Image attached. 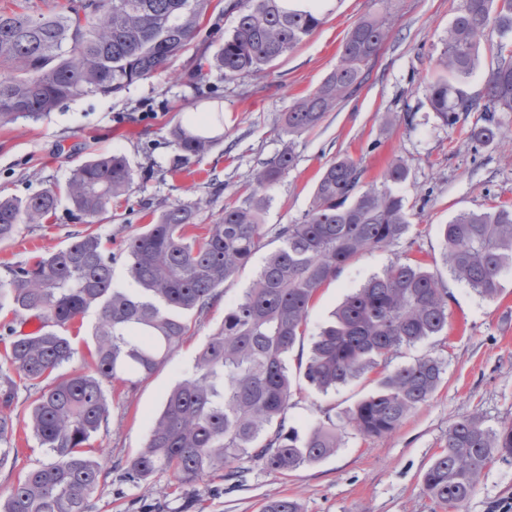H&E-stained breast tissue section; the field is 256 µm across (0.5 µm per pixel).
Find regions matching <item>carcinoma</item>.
<instances>
[{
    "mask_svg": "<svg viewBox=\"0 0 512 512\" xmlns=\"http://www.w3.org/2000/svg\"><path fill=\"white\" fill-rule=\"evenodd\" d=\"M212 0H67L48 15L0 14V124L19 118L37 121L66 101L86 95L116 97L134 83L165 71L190 48ZM290 0H228L235 15L224 43L208 61L226 80L260 72L323 24L319 3ZM393 21L381 13L357 21L342 44L339 61L322 85L299 100L282 130L297 136L318 126L325 114L366 81ZM512 32V0H462L440 38L437 74L427 103L446 125L460 114L480 113L470 138L481 145L505 137L495 121L512 112V49L498 46V63L481 99L460 88L477 69L481 42L490 28ZM173 143L184 161L208 152L215 139L206 126L178 125ZM294 165L284 152L250 174L252 190L238 205L191 234L194 208L167 206L153 224L124 241L132 288L113 283L112 252L93 231L66 247L0 279V308L13 322L0 343V468L15 425L23 423L49 455L18 477L0 512H88L108 460L92 454L108 427L105 384L135 385L152 375L191 332L186 315L202 313L220 288L264 246L265 197ZM409 169L401 161L385 170L380 185L362 184V170L349 157L329 163L320 174L310 209L295 224L275 233L278 246L249 288L224 309V322L196 354L191 373L170 389L143 448L124 472L139 483L162 470L179 485L227 471L241 478L247 460L287 474L319 462L339 447L336 424L318 422L303 433L286 424L290 400L302 383L328 392L378 366L386 369L378 389L345 413L346 424L363 437L393 432L441 382L444 362L425 356L392 371L404 346L439 335L448 327V290L421 262L406 259L369 277L346 295L313 342L302 372L290 371L287 357L306 333L317 290L354 257L393 245L410 229V213L398 186ZM134 171L118 153L98 154L73 170L65 184L26 199H0V243L23 224H41L64 194L88 224L108 213L112 198L129 189ZM444 260L458 280L486 299L495 298L504 270L512 269V205L497 203L461 212L441 225ZM98 309L92 326L90 363L60 372L77 354L69 327ZM35 318L37 330L16 335L14 324ZM34 390L28 409L16 413L17 383ZM512 458V419L493 428L479 413L454 421L445 448L423 476V492L437 506L459 510L474 493L485 468ZM261 512H301L281 497Z\"/></svg>",
    "mask_w": 512,
    "mask_h": 512,
    "instance_id": "1",
    "label": "carcinoma"
}]
</instances>
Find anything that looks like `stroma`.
<instances>
[{"mask_svg": "<svg viewBox=\"0 0 512 512\" xmlns=\"http://www.w3.org/2000/svg\"><path fill=\"white\" fill-rule=\"evenodd\" d=\"M460 0H326L323 24L261 73L233 81L209 72L201 85L188 75L203 48L224 40L233 25L222 9L209 11L188 51L161 75L132 85L118 97L88 95L58 106L43 119L0 126V197L23 199L66 181L98 152L125 155L135 172L129 191L113 199L94 226L116 256L113 282L132 280L121 253L124 240L155 220L166 206H194L196 233L214 223L225 205L241 203L250 174L286 151L295 164L266 192L268 228L298 222L308 211L315 184L332 160L348 156L363 170L364 184L380 182L392 161L407 164L402 185L411 227L400 243L359 255L322 286L312 303L303 343L290 365L308 358L314 336L344 296L399 259L422 261L448 290V327L442 335L402 348L399 367L431 355L445 371L433 396L390 435L362 438L343 422L348 409L377 388L378 374L322 393L303 386L291 399L288 423L298 429L329 419L339 425L340 445L327 458L282 475L251 467L240 483L214 474L178 490L172 472L161 471L136 485L123 469L144 446L163 398L192 370L195 355L224 320L225 307L249 287L267 255L259 250L207 311L191 314L194 333L135 388L107 386L108 432L96 445L111 467L90 498V512H259L266 500L291 497L302 512H441L422 491V475L445 445L452 422L480 412L487 425L512 418V270L501 276L494 299L479 296L449 272L439 228L463 211L512 204V112L499 113L507 137L485 147L469 137L472 118L445 125L431 112L426 89L435 74L438 40ZM384 9L393 28L369 64V78L352 96L327 112L315 129L283 132L285 112L315 91L335 68L344 38L359 19ZM221 115L211 130L219 142L204 155L178 164L171 131L200 115ZM86 227L67 199L41 224L21 227L0 244V278L11 266L68 245ZM16 463L0 470V496L19 474L47 457L34 437L16 432ZM512 505V459L497 460L481 474L460 512H500Z\"/></svg>", "mask_w": 512, "mask_h": 512, "instance_id": "obj_1", "label": "stroma"}]
</instances>
